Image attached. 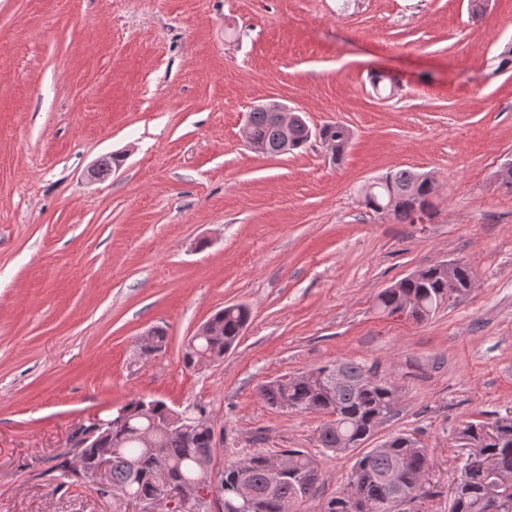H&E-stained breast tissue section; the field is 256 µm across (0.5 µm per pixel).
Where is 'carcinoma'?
<instances>
[{
  "label": "carcinoma",
  "instance_id": "obj_1",
  "mask_svg": "<svg viewBox=\"0 0 512 512\" xmlns=\"http://www.w3.org/2000/svg\"><path fill=\"white\" fill-rule=\"evenodd\" d=\"M249 124L252 138L263 154L277 155L281 132L270 120L269 113L252 109ZM322 133L334 147L336 160H341L351 140L348 127L336 122L323 126ZM288 139V148L293 151L303 147L310 137L306 127L297 124L290 130ZM437 190L434 178L405 168L377 177V181L361 188L359 196L367 209L375 213L386 209L399 222L412 224L416 208L428 212ZM474 279V272L465 263L458 262L450 270L436 264L402 279L398 288L383 289L376 297V308L392 316L400 308L402 297L411 296L417 301V308L407 318L422 323L450 300L448 281L455 282L459 298L469 293ZM249 317V309L244 305L224 306L213 315L223 325L222 335L191 337L184 348V364L195 367L204 359L210 363L223 359L224 353L242 336ZM338 370L344 380L341 386L328 390L310 383L312 378L326 380ZM398 391L394 382L377 376L372 369L353 361H340L284 381L266 382L259 386L258 396L275 408L329 415L331 420L318 430L316 443L327 452L339 454L359 447L370 438L377 417L389 414ZM121 411L122 418L112 420V429L101 433L99 439L56 455L55 470L63 477H75L77 473L70 468L69 459L78 456L88 467L96 458L99 446L112 442L116 447L112 448L111 487L130 498L149 501V512H157L167 506L169 495L183 491L201 476L198 461L212 448L213 432L205 423L193 425L187 433L178 427H168L172 408L160 400H132ZM153 424L161 432L156 447L148 448L140 433ZM277 456L287 464V473L279 479L270 471L272 455L261 449L244 459L224 464L219 491L224 497L225 512H303L316 495L320 480L318 464L299 448L281 450ZM400 460L407 462V467L396 471L394 464ZM427 464L428 449L414 436L401 433L391 438L389 447L372 448L360 455L348 484L371 504L373 512H396L393 491L385 480L391 479L401 495L422 499L425 491L419 487L416 475ZM459 471V512H488L492 498L503 512H512V482L502 483L487 472L470 471L464 463ZM241 485H249L255 491L254 507L240 506L237 490ZM318 512L357 510L341 493L320 505Z\"/></svg>",
  "mask_w": 512,
  "mask_h": 512
}]
</instances>
